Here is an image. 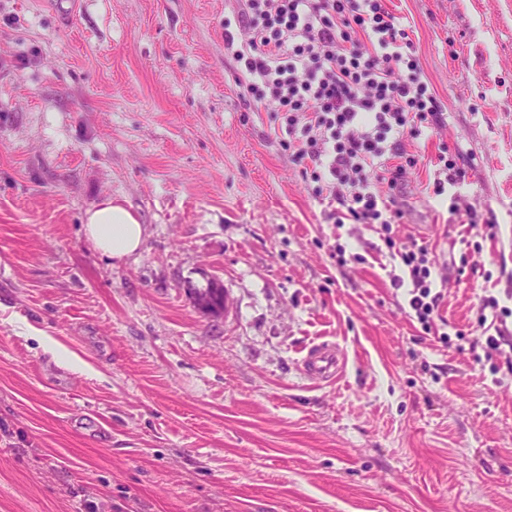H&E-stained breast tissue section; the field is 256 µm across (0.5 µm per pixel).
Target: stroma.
I'll use <instances>...</instances> for the list:
<instances>
[{
  "label": "stroma",
  "instance_id": "stroma-1",
  "mask_svg": "<svg viewBox=\"0 0 512 512\" xmlns=\"http://www.w3.org/2000/svg\"><path fill=\"white\" fill-rule=\"evenodd\" d=\"M387 5L444 118L393 230L435 245L462 348L424 337L374 228L310 198L225 47L238 0H0V512H512V370L468 348L512 292V0ZM443 143L499 226L481 251L423 192ZM105 196L145 228L120 263L84 231ZM323 340L332 385L299 371ZM345 363V353L338 344L322 341L307 349L301 360L300 371L314 382H330L341 376Z\"/></svg>",
  "mask_w": 512,
  "mask_h": 512
}]
</instances>
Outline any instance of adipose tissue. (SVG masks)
Listing matches in <instances>:
<instances>
[{
    "label": "adipose tissue",
    "instance_id": "adipose-tissue-1",
    "mask_svg": "<svg viewBox=\"0 0 512 512\" xmlns=\"http://www.w3.org/2000/svg\"><path fill=\"white\" fill-rule=\"evenodd\" d=\"M84 230L95 250L116 261L135 254L144 229L138 215L124 202L106 197L87 211Z\"/></svg>",
    "mask_w": 512,
    "mask_h": 512
}]
</instances>
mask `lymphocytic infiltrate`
Returning <instances> with one entry per match:
<instances>
[{
    "label": "lymphocytic infiltrate",
    "instance_id": "f902f5d3",
    "mask_svg": "<svg viewBox=\"0 0 512 512\" xmlns=\"http://www.w3.org/2000/svg\"><path fill=\"white\" fill-rule=\"evenodd\" d=\"M224 42L247 77L254 101H274L280 144L313 185V199L331 218L379 225L406 276V302L425 334L447 342L434 317L438 258L421 237L398 246L391 226L403 216L400 198L419 162L407 141L441 123V108L405 28L384 0H243L237 29ZM469 177L441 147L431 198Z\"/></svg>",
    "mask_w": 512,
    "mask_h": 512
}]
</instances>
